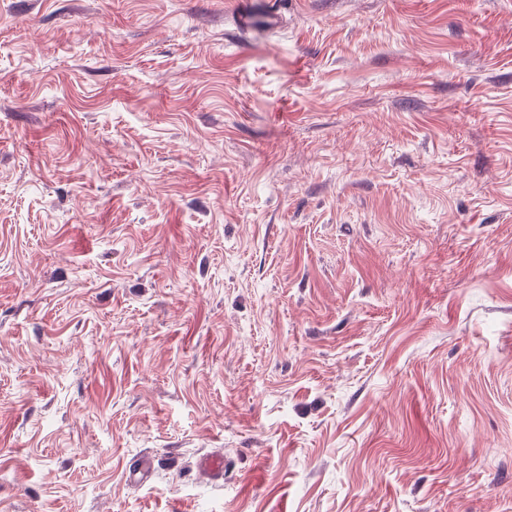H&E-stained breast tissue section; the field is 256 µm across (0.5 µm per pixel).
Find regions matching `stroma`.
Returning a JSON list of instances; mask_svg holds the SVG:
<instances>
[{"mask_svg":"<svg viewBox=\"0 0 512 512\" xmlns=\"http://www.w3.org/2000/svg\"><path fill=\"white\" fill-rule=\"evenodd\" d=\"M236 2L0 0V512H512V0Z\"/></svg>","mask_w":512,"mask_h":512,"instance_id":"stroma-1","label":"stroma"}]
</instances>
